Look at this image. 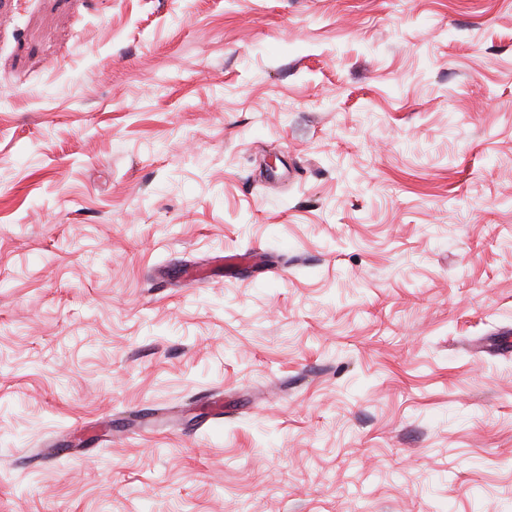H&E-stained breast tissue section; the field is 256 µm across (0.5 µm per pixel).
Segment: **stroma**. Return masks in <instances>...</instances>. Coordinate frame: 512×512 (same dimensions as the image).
Segmentation results:
<instances>
[{
    "label": "stroma",
    "mask_w": 512,
    "mask_h": 512,
    "mask_svg": "<svg viewBox=\"0 0 512 512\" xmlns=\"http://www.w3.org/2000/svg\"><path fill=\"white\" fill-rule=\"evenodd\" d=\"M506 336L512 0H0V512H512Z\"/></svg>",
    "instance_id": "stroma-1"
}]
</instances>
